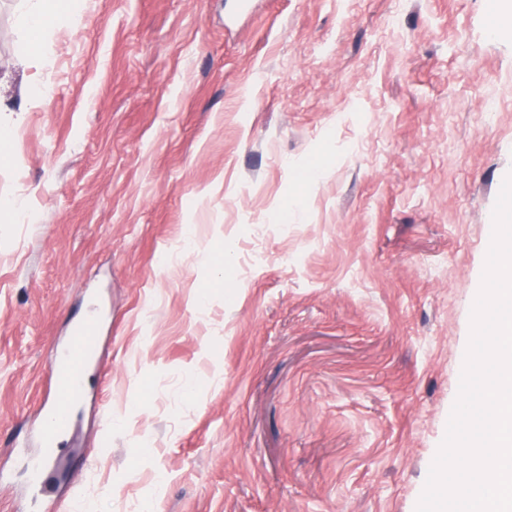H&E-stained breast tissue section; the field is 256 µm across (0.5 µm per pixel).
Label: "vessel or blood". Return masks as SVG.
<instances>
[{
  "label": "vessel or blood",
  "instance_id": "obj_1",
  "mask_svg": "<svg viewBox=\"0 0 512 512\" xmlns=\"http://www.w3.org/2000/svg\"><path fill=\"white\" fill-rule=\"evenodd\" d=\"M99 329L96 317L83 319L58 346L52 364V399L24 436L14 440L16 448L25 449L34 444L42 450L39 457L26 460L31 469L29 490L33 502L44 504L51 496L55 477L49 470L50 462L57 455L58 437L69 431L74 411L86 397L85 376L97 350Z\"/></svg>",
  "mask_w": 512,
  "mask_h": 512
}]
</instances>
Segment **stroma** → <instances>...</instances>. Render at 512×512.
<instances>
[{
  "label": "stroma",
  "mask_w": 512,
  "mask_h": 512,
  "mask_svg": "<svg viewBox=\"0 0 512 512\" xmlns=\"http://www.w3.org/2000/svg\"><path fill=\"white\" fill-rule=\"evenodd\" d=\"M231 5L84 0L26 59L0 0L28 209L0 208V465L95 311L54 512H415L512 171V30L486 0Z\"/></svg>",
  "instance_id": "obj_1"
}]
</instances>
